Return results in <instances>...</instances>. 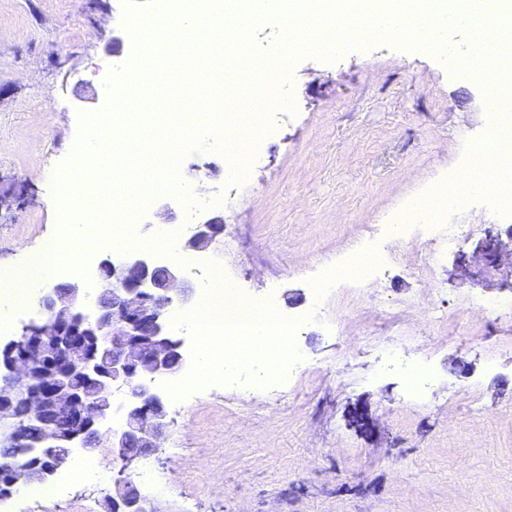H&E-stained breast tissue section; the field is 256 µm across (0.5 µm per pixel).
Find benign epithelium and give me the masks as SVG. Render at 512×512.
I'll use <instances>...</instances> for the list:
<instances>
[{
    "label": "benign epithelium",
    "instance_id": "obj_1",
    "mask_svg": "<svg viewBox=\"0 0 512 512\" xmlns=\"http://www.w3.org/2000/svg\"><path fill=\"white\" fill-rule=\"evenodd\" d=\"M223 231L224 217L215 214L196 225L184 249L204 251ZM93 285L92 307L82 280L45 290L37 318L0 341V444L22 442V410L42 423L41 456L21 466L0 457V505L19 483L52 481L76 449L90 452L104 440L119 466L111 512H157L139 490L134 464L157 447L167 425V401L153 383L186 367L169 315L192 299L193 288L175 265L147 254L100 260ZM63 360L77 367L80 386L58 369ZM57 411L69 418L64 431L53 421Z\"/></svg>",
    "mask_w": 512,
    "mask_h": 512
}]
</instances>
